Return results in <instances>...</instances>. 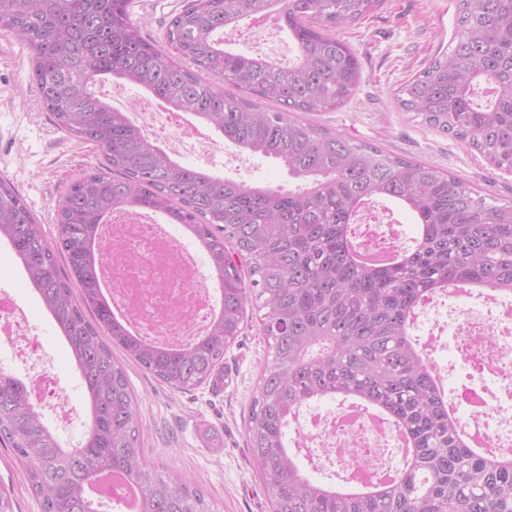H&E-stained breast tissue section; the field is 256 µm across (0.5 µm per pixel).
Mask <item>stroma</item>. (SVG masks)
<instances>
[{
    "mask_svg": "<svg viewBox=\"0 0 512 512\" xmlns=\"http://www.w3.org/2000/svg\"><path fill=\"white\" fill-rule=\"evenodd\" d=\"M186 0H133L142 36L162 44L170 16ZM458 0H383L365 18L340 30L356 53L361 81L356 94L331 112H307L304 120L354 142L432 164L499 202L512 201V172L492 167L477 152L427 126L394 105L397 90L440 53L457 26ZM32 49L0 38V178L9 181L43 224L56 234L59 199L72 180L100 165L91 144L58 128L43 106L32 77ZM224 145L207 156L184 152L182 162L251 185L284 184L274 161ZM8 244L0 243V286L28 303L31 317L56 366L67 375L66 393L83 404V388L69 351L38 296L17 274ZM268 345L258 320H249L224 352L216 382L189 391L170 389L134 363L126 369L144 423L143 446L157 470L199 485L216 512H272L271 495L247 448L246 425ZM0 487L14 512H41L10 449L0 447Z\"/></svg>",
    "mask_w": 512,
    "mask_h": 512,
    "instance_id": "obj_1",
    "label": "stroma"
}]
</instances>
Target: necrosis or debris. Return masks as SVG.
Instances as JSON below:
<instances>
[{
  "instance_id": "1",
  "label": "necrosis or debris",
  "mask_w": 512,
  "mask_h": 512,
  "mask_svg": "<svg viewBox=\"0 0 512 512\" xmlns=\"http://www.w3.org/2000/svg\"><path fill=\"white\" fill-rule=\"evenodd\" d=\"M135 109L148 117L151 129L164 131V146L172 156H180L190 142L206 149L218 145L207 125L187 113L156 108L149 96H141ZM355 231L370 249H393L400 241L398 224L370 201ZM117 248L135 252L137 262L113 264ZM100 253V273L113 306L130 318L139 333L172 345L190 342L204 332L216 308V295L182 236L173 235L160 215L134 210L114 214L103 228ZM486 302L487 312L463 305L450 323L431 322L428 345L439 346L445 331H452L460 361L479 378L474 386L477 396L461 427L479 432L488 452L512 454V419L501 416L502 398H512V299L491 295ZM19 359L34 366L24 380L32 405L51 408L54 427L72 424L78 411L69 403L63 378L30 324L26 302L0 289V372H12ZM293 440L309 468H324L332 455L347 476L359 469L377 477L389 474L386 457L402 453L390 432L377 429L369 415L353 412L348 405L332 415L298 416Z\"/></svg>"
}]
</instances>
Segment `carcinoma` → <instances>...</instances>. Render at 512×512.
I'll use <instances>...</instances> for the list:
<instances>
[{"mask_svg":"<svg viewBox=\"0 0 512 512\" xmlns=\"http://www.w3.org/2000/svg\"><path fill=\"white\" fill-rule=\"evenodd\" d=\"M380 4L190 0L166 27L164 48L142 37L131 0H0V37L32 48L45 108L61 129L93 143L112 170L71 182L52 240L0 180V240L84 385V432L66 448L23 382L0 374V443L23 466L42 512H96L92 488L109 473L137 488L134 512H215L199 488L148 462L139 402L112 347L168 387L191 390L215 381L257 301L270 352L246 436L273 512H512V457L465 443L413 334L417 307L450 282L512 295V203L296 116L355 95L359 61L338 31ZM267 12L295 41L286 65L234 51L221 37ZM106 79L191 114L242 152L278 161L294 187L246 185L173 158L98 94ZM481 83L491 95L484 108L472 100ZM256 98L280 108L262 110ZM395 104L512 172V0H459L451 47L398 90ZM375 197L406 208L419 225L398 265L363 266L350 256L354 221ZM138 209L195 238L220 285L219 310L188 344L129 333L100 288L102 226L114 212ZM337 397L383 411L412 442L403 467L375 490L311 479L288 446L290 418Z\"/></svg>","mask_w":512,"mask_h":512,"instance_id":"obj_1","label":"carcinoma"}]
</instances>
